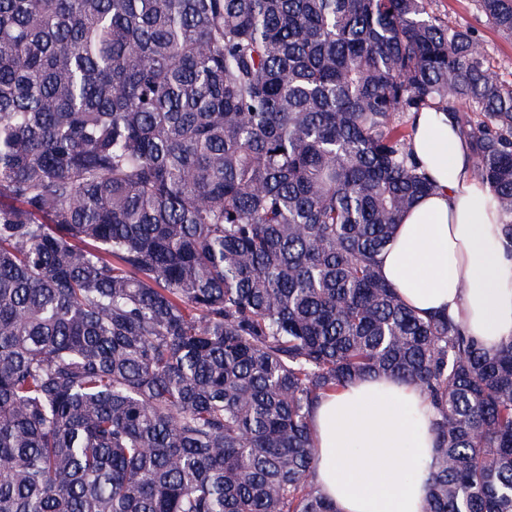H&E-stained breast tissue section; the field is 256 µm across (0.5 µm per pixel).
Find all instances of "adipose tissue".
<instances>
[{
  "label": "adipose tissue",
  "instance_id": "adipose-tissue-1",
  "mask_svg": "<svg viewBox=\"0 0 512 512\" xmlns=\"http://www.w3.org/2000/svg\"><path fill=\"white\" fill-rule=\"evenodd\" d=\"M413 151L434 184L403 214L380 256L384 279L421 315L448 312L486 347L512 335V252L500 215L473 175L453 120L414 119ZM435 410L414 385L368 377L324 397L313 412V478L337 512H423Z\"/></svg>",
  "mask_w": 512,
  "mask_h": 512
}]
</instances>
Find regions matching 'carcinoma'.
I'll list each match as a JSON object with an SVG mask.
<instances>
[{
    "instance_id": "carcinoma-1",
    "label": "carcinoma",
    "mask_w": 512,
    "mask_h": 512,
    "mask_svg": "<svg viewBox=\"0 0 512 512\" xmlns=\"http://www.w3.org/2000/svg\"><path fill=\"white\" fill-rule=\"evenodd\" d=\"M430 3L0 0V512H336L311 415L370 375L435 408L423 512H512V336L378 265L428 110L512 250V80Z\"/></svg>"
}]
</instances>
